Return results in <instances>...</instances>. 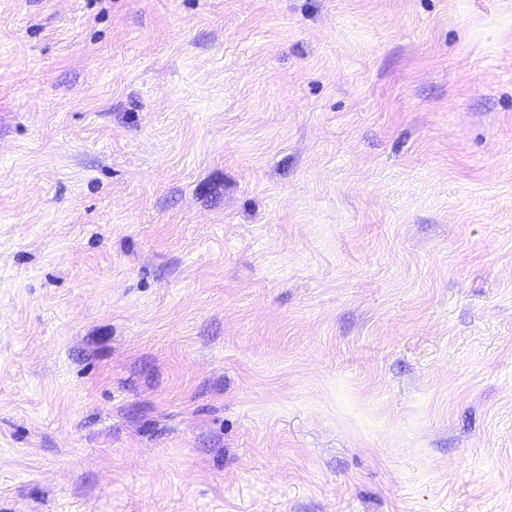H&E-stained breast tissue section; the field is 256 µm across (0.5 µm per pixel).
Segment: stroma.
Masks as SVG:
<instances>
[{
    "instance_id": "35a3bbf8",
    "label": "stroma",
    "mask_w": 512,
    "mask_h": 512,
    "mask_svg": "<svg viewBox=\"0 0 512 512\" xmlns=\"http://www.w3.org/2000/svg\"><path fill=\"white\" fill-rule=\"evenodd\" d=\"M0 512H512V0H0Z\"/></svg>"
}]
</instances>
